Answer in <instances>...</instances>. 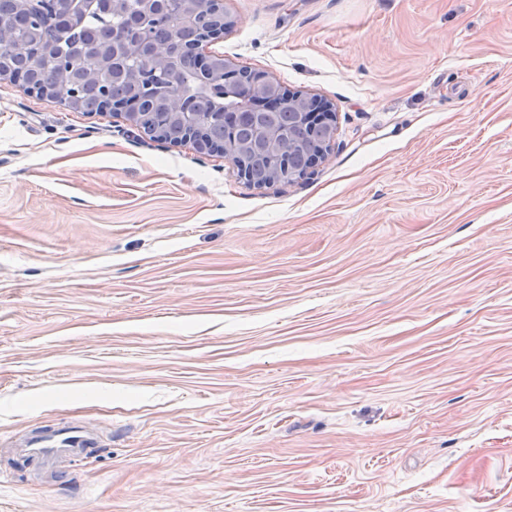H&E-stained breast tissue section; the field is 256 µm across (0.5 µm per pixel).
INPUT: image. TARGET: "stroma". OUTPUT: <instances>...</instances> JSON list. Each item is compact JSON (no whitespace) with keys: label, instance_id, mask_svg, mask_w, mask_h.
<instances>
[{"label":"stroma","instance_id":"stroma-1","mask_svg":"<svg viewBox=\"0 0 512 512\" xmlns=\"http://www.w3.org/2000/svg\"><path fill=\"white\" fill-rule=\"evenodd\" d=\"M224 13L305 177L0 81V512H512V0ZM30 448L31 457L43 459L58 451L82 455L94 447L92 439L84 431L74 427H61L52 435L35 437Z\"/></svg>","mask_w":512,"mask_h":512}]
</instances>
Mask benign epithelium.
Returning <instances> with one entry per match:
<instances>
[{
    "instance_id": "1",
    "label": "benign epithelium",
    "mask_w": 512,
    "mask_h": 512,
    "mask_svg": "<svg viewBox=\"0 0 512 512\" xmlns=\"http://www.w3.org/2000/svg\"><path fill=\"white\" fill-rule=\"evenodd\" d=\"M196 0H137L131 24L141 32V41L134 45V49L142 54L167 57L169 48L152 41L147 36V23L155 18L180 10L183 13V27L194 28L199 21V11L195 7ZM223 37L216 33L211 38L200 41H190L184 45V51L194 61L197 71L208 72L212 69L213 59L218 54L210 50L209 45ZM91 57L105 65L112 75L120 76L131 84V92L122 100H113L109 92L102 97V114H112L122 117L130 125L144 129V123L151 121L153 135H160V129L175 119L185 131L184 143L191 144L193 149L205 156H224L235 150L237 172L239 177L250 182L249 159L252 156L261 157L268 164L274 166L273 174L288 175L289 180L301 178L309 174L332 145L336 133V114L332 105L315 96L303 92L285 90L274 81L261 80L259 77L249 75L251 89L237 97L234 108L224 112H217L208 118L200 113L188 102V97H177L172 93L169 84L146 72L137 70L132 64L130 50L116 44H103V40L93 37L90 42ZM54 67L63 71L68 78V97L72 101L78 100V87L87 77L86 70L76 64L74 60L54 50L46 51ZM9 54L0 56V80H9L19 85L25 92L40 97L52 93L47 85L40 79L36 68L18 69L15 65L5 62ZM149 91L153 99L160 106L167 108L165 112H155L146 117L143 112V91ZM289 110L293 115V125L287 128H277L279 113ZM243 120L252 126L251 139L240 144L236 139L237 124ZM221 126L225 136L217 139L211 134V127ZM320 130L323 139L314 144L310 153L307 168L299 172L292 168V150L295 145L297 132Z\"/></svg>"
}]
</instances>
